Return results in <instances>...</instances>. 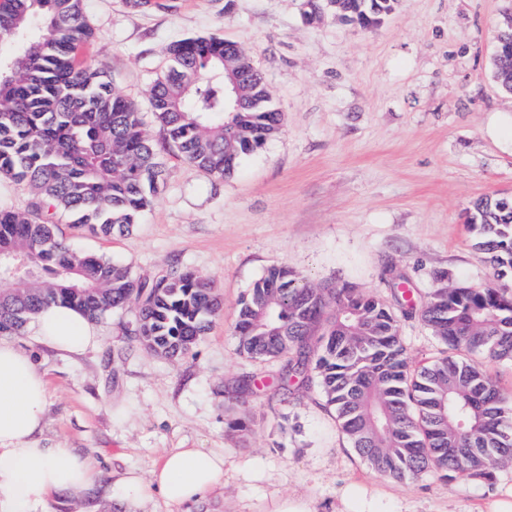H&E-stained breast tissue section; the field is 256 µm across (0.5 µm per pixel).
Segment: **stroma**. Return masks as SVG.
I'll list each match as a JSON object with an SVG mask.
<instances>
[{
  "label": "stroma",
  "mask_w": 512,
  "mask_h": 512,
  "mask_svg": "<svg viewBox=\"0 0 512 512\" xmlns=\"http://www.w3.org/2000/svg\"><path fill=\"white\" fill-rule=\"evenodd\" d=\"M95 32L87 54L132 101L154 141L162 134L149 90L166 47L191 36L236 41L252 58L283 114L282 133L219 179L162 150L164 183L135 230L102 237L60 217L79 251L152 280L172 264L213 280L224 310L177 359L131 337L133 310L98 321L99 345L34 352L48 383L39 443L74 449L100 477L92 489L53 498L49 512H118L111 481L149 474L166 450L224 454V488L191 510L155 496L136 512H270L291 495L334 512L343 491L379 495L380 512H475L487 493L512 487V465L488 481L465 475L395 480L374 473L315 389L283 402L275 363L238 350L232 331L240 296L274 264L315 284L355 286L385 301L407 278L419 297L440 281L481 287L493 279L467 217L491 196L512 203V92L494 79L493 51L512 0H400L380 26L364 29L303 0H84ZM414 365L442 343L420 317L401 321ZM255 386L232 395L243 376ZM252 421L251 433L228 428Z\"/></svg>",
  "instance_id": "35a3bbf8"
}]
</instances>
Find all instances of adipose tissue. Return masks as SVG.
Returning <instances> with one entry per match:
<instances>
[{
	"instance_id": "obj_1",
	"label": "adipose tissue",
	"mask_w": 512,
	"mask_h": 512,
	"mask_svg": "<svg viewBox=\"0 0 512 512\" xmlns=\"http://www.w3.org/2000/svg\"><path fill=\"white\" fill-rule=\"evenodd\" d=\"M31 325L39 341L61 350H84L100 343L97 327L64 304L43 308ZM47 385L33 356L0 339V512H38L51 498L92 486V463L65 447H42ZM224 484V454L205 448H173L148 478L130 472L112 488L124 512L159 495L167 504L200 502Z\"/></svg>"
}]
</instances>
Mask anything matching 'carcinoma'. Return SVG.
<instances>
[{
  "label": "carcinoma",
  "mask_w": 512,
  "mask_h": 512,
  "mask_svg": "<svg viewBox=\"0 0 512 512\" xmlns=\"http://www.w3.org/2000/svg\"><path fill=\"white\" fill-rule=\"evenodd\" d=\"M399 0H341L347 19L380 25ZM83 0H0V177L31 190L23 212L0 208V335L20 334L42 308L75 307L93 320L135 309L137 341L167 357L188 351L223 311L212 281L173 265L152 281L121 263L72 248L57 216L105 236L132 231L164 180L159 152L135 105L79 50L93 38ZM150 90L164 140L184 162L217 178L282 131V114L236 42L184 38ZM496 72L512 89V30L497 36ZM245 75L244 111H224V72ZM468 223L493 253L496 277L512 274V206L480 200ZM354 288L312 285L273 265L241 296L233 332L253 359H286L290 382L315 387L356 453L376 473L417 479H490L512 464V394L468 355L512 360V289L441 283L418 307ZM420 313L446 350L411 367L400 318Z\"/></svg>",
  "instance_id": "carcinoma-1"
}]
</instances>
